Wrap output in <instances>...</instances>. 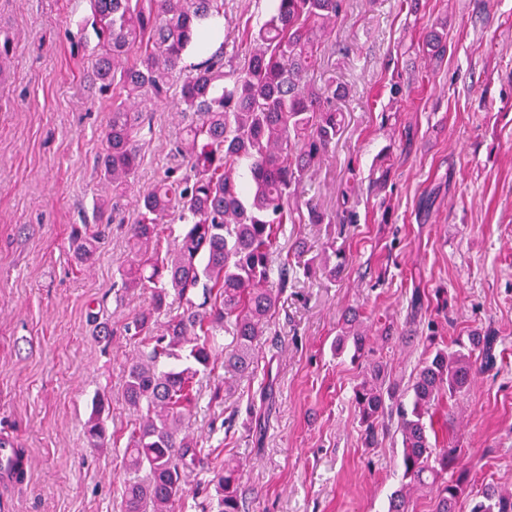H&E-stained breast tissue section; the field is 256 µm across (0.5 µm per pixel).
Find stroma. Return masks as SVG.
Segmentation results:
<instances>
[{
	"label": "stroma",
	"mask_w": 512,
	"mask_h": 512,
	"mask_svg": "<svg viewBox=\"0 0 512 512\" xmlns=\"http://www.w3.org/2000/svg\"><path fill=\"white\" fill-rule=\"evenodd\" d=\"M269 4L226 0L228 53H244L238 26ZM89 15L87 0H0V39L14 46L0 75V438L27 464L22 480H0V512L120 509L124 447L92 446L84 425L98 394L108 433L134 419L124 384L137 346L124 325L150 293L115 298L131 258L124 226L89 266L68 249L73 225L112 192L96 169L111 102L90 80L93 44L76 36ZM439 20L448 53L430 80H415L417 42ZM396 74L411 82L407 98L389 92ZM314 77L348 91L342 132L302 186L328 221L286 225L279 246L300 238L317 253L333 240L348 263L335 281L289 284L256 371L231 394L212 398L223 368L200 377L190 433L210 455L188 486L233 459L249 512H386L401 482V438L364 444L353 402L361 370L331 342L351 307L372 328L384 318L403 328L418 293L445 342L476 329L498 340L495 367L440 402L433 426L438 447L461 448L471 488L512 489V0H418L413 14L400 0H348ZM183 125L175 103L154 110L121 201L126 224L138 193L170 165ZM383 152L392 169L378 192L370 180ZM92 299L103 303L109 341L88 319ZM371 347L404 386L426 343L397 334Z\"/></svg>",
	"instance_id": "1"
}]
</instances>
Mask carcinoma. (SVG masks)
<instances>
[{
	"instance_id": "1",
	"label": "carcinoma",
	"mask_w": 512,
	"mask_h": 512,
	"mask_svg": "<svg viewBox=\"0 0 512 512\" xmlns=\"http://www.w3.org/2000/svg\"><path fill=\"white\" fill-rule=\"evenodd\" d=\"M259 25L245 22L241 42L245 57L204 40L218 19L226 18L224 0H89L91 16L80 38L96 42L94 80L101 95L112 99L97 167L112 196L95 207L93 233L74 228L72 254L89 262L105 238L130 189L141 161L142 140L150 128L148 112L177 96L187 124L177 141L174 162L154 188L137 198V215L128 234L134 259L121 270V291L151 292L150 308L124 326L139 340L141 354L127 366L126 403L137 418L127 427L124 468L129 474L121 491V512H174L184 498L189 473L205 463L204 449L189 434L197 400L198 377L218 363V336L232 337L224 347V370L244 376L254 372L255 347L297 274L314 264L330 279L346 255L335 242L320 256L295 265L283 258L278 280H270L274 245L287 224H321L323 213L312 203L294 202L309 170L325 157L341 131L336 101L346 89L313 79L318 53L336 29L345 0H270ZM203 59L185 74L183 56ZM425 59L448 53V29L442 22L425 32ZM181 226L177 236L171 224ZM167 237V246L162 238ZM181 309L158 324L169 299ZM413 332L426 334L425 358L407 391L387 365L372 360L363 367L353 401L365 437L396 423L401 436L402 480L390 495L388 512H415L414 496H429L430 512H457L463 497L469 512H512V492L486 483L466 492L465 473L457 472L460 449H438L430 441L433 406L464 394L479 371L496 361V336L489 330L455 348L437 342L434 321L426 327L410 319ZM370 329L356 309L345 314L334 347L365 354ZM104 400L85 430L92 445L106 438L101 416ZM240 465L224 462L208 481L213 493L195 507L201 512H243L239 493Z\"/></svg>"
}]
</instances>
